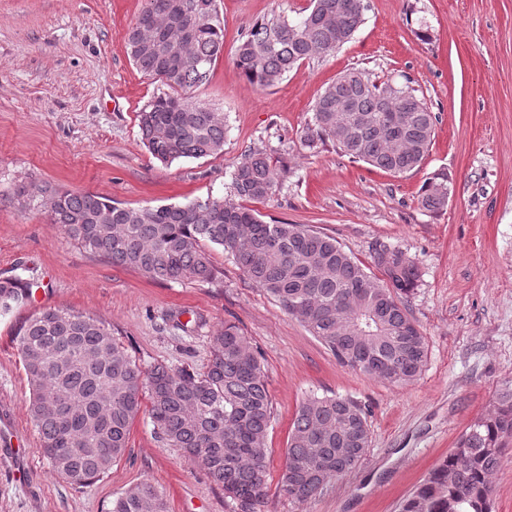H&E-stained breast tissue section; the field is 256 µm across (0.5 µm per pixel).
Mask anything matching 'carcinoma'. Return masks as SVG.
Here are the masks:
<instances>
[{
    "label": "carcinoma",
    "instance_id": "carcinoma-1",
    "mask_svg": "<svg viewBox=\"0 0 512 512\" xmlns=\"http://www.w3.org/2000/svg\"><path fill=\"white\" fill-rule=\"evenodd\" d=\"M365 10V0H309L296 19L258 21L239 43L235 64L248 82L274 87L300 63L348 43ZM125 49L140 73L166 87L138 115L150 154L168 165L223 153L224 114L188 96L209 82L224 52L217 0H145ZM437 120L409 83L379 84L367 72L351 70L320 93L300 144L316 152L330 143L354 162L400 175L420 168ZM285 175L283 165L257 148L234 166L228 200L130 206L90 192L41 188L28 201L40 208L56 200L51 221L84 250L154 281L215 280L207 246L220 247L340 363L397 385L414 380L428 355L405 305L418 267L400 249L384 245L374 251L373 272L334 238L304 224H269L244 205L269 199ZM451 191L448 173L435 172L419 203L442 211ZM31 288L20 275L0 278V315L29 301ZM354 292L363 295V305L348 309L345 301ZM17 342L30 386L27 411L59 477L80 486L103 478L124 457L130 426L144 408L161 441L184 449L224 489L233 512H260L272 403L261 358L239 327L226 324L211 337L201 372L161 362L144 367L113 338L110 324L67 309L30 318ZM352 426L369 431L366 412L349 397L303 402L289 435L282 491L297 499L318 492L317 480L297 462L328 465L331 481L361 464L370 436L350 443ZM511 439L512 388L461 435L458 447L466 452L450 453L401 512H492L493 477ZM112 512H168V503L157 485L142 480L113 501Z\"/></svg>",
    "mask_w": 512,
    "mask_h": 512
}]
</instances>
